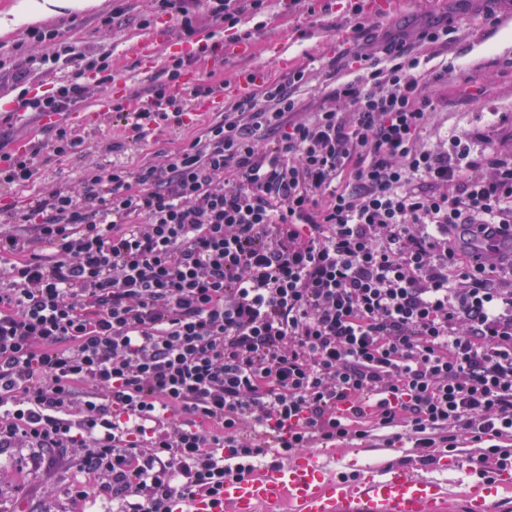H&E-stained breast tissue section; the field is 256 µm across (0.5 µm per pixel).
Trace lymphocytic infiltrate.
<instances>
[{"label": "lymphocytic infiltrate", "mask_w": 512, "mask_h": 512, "mask_svg": "<svg viewBox=\"0 0 512 512\" xmlns=\"http://www.w3.org/2000/svg\"><path fill=\"white\" fill-rule=\"evenodd\" d=\"M264 9L152 0L142 24L174 20L191 43ZM448 34L341 49L352 77L315 111L294 70L174 151L89 164L80 190L16 212L34 234L0 232V447L79 456L97 480L75 498L119 512H176L268 454L392 428L425 454L466 438L476 464L512 467V265L466 242L512 230V139L486 112L484 131L424 142L452 68L418 49ZM31 37L33 72L73 70L33 111L112 83L108 52ZM195 60L171 57L150 108L113 103L132 140L185 126L170 90Z\"/></svg>", "instance_id": "lymphocytic-infiltrate-1"}]
</instances>
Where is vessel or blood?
Returning a JSON list of instances; mask_svg holds the SVG:
<instances>
[{
  "instance_id": "obj_1",
  "label": "vessel or blood",
  "mask_w": 512,
  "mask_h": 512,
  "mask_svg": "<svg viewBox=\"0 0 512 512\" xmlns=\"http://www.w3.org/2000/svg\"><path fill=\"white\" fill-rule=\"evenodd\" d=\"M168 28L139 40L135 51L144 65H153L162 50L173 48ZM512 491V474L498 470L457 485H445L403 468L369 471L350 481L327 473V460L306 453L271 467L260 476L224 484L219 504L199 497L178 512H497L502 493Z\"/></svg>"
}]
</instances>
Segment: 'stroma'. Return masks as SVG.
Here are the masks:
<instances>
[{"mask_svg": "<svg viewBox=\"0 0 512 512\" xmlns=\"http://www.w3.org/2000/svg\"><path fill=\"white\" fill-rule=\"evenodd\" d=\"M19 2L0 0V19L11 21L9 28H0V60L17 64L37 51L27 34L28 23L15 17ZM308 4V9L291 13L282 0H267L260 19L246 14L239 25L240 30L251 34L250 56L228 55L219 60L205 55L194 66V73L212 72L225 81L262 69L270 80H287L288 74L280 69L274 50L275 42L282 40L293 57V66L305 67L309 73V82L298 88L296 97L311 112L338 83L348 78L347 69L337 57L340 41L363 43L382 29L447 16L455 20L456 32L449 34L447 44H434L425 50L430 68L445 62L454 66L448 82L433 88L437 102L435 126L474 129L478 126L476 113H512V0H390L384 6L379 0H364V11L372 26L362 32L353 30L343 5L330 6L326 0H308ZM118 5L123 12L116 16L112 9ZM146 8V0H99L91 9L41 18V25L56 29L91 50L111 53L114 82L106 90L91 88L83 103L84 108L102 112L100 120L90 122L80 131L88 148L85 156H57L46 148L37 159V174L25 190L0 185V229L12 228L11 213L20 201L34 199L52 188L77 186L85 164L114 161L136 167L199 135L215 120V113L205 112L199 122L182 129H167L139 142L126 143L120 152L107 151V144L123 141L125 135L122 123L107 111L112 100L147 94L163 80L168 64L163 57L153 67H144L131 50L132 43L145 33L141 20ZM488 9L494 13L490 21L484 18ZM107 14L113 17L112 32L108 35L100 24L101 16ZM68 75V69L62 68L35 77L22 91L7 83L0 85V151L11 153L22 143L39 140L47 144L52 140L53 129L37 113L21 110L18 97L23 92L31 98L43 95ZM388 437V432L382 431L362 441L363 452L353 458V466L404 465L433 479L448 480V473L422 461L417 449L404 447L397 451L388 446ZM48 456V450L42 448L0 447V512H84L82 502L73 498L71 488L87 478V471L80 469L71 455L52 458L49 465L44 462Z\"/></svg>", "mask_w": 512, "mask_h": 512, "instance_id": "35a3bbf8", "label": "stroma"}]
</instances>
